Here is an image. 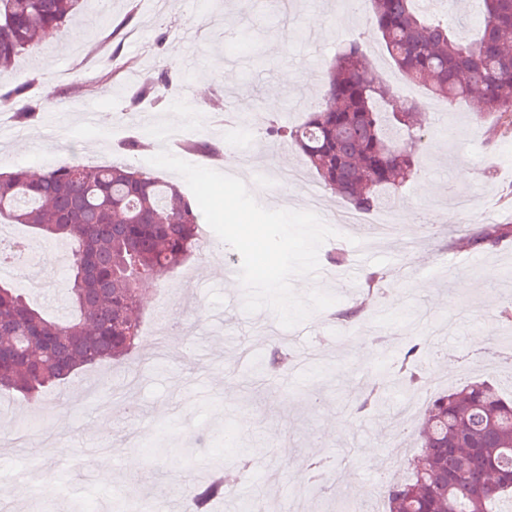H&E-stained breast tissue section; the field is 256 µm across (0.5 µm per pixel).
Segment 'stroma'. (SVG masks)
<instances>
[{
	"label": "stroma",
	"mask_w": 512,
	"mask_h": 512,
	"mask_svg": "<svg viewBox=\"0 0 512 512\" xmlns=\"http://www.w3.org/2000/svg\"><path fill=\"white\" fill-rule=\"evenodd\" d=\"M125 18L136 27V38L119 37L105 47L104 23ZM369 27L368 18L345 15L336 0H221L208 12L199 0H89L88 21L69 25L0 76L5 87L34 73L42 76L30 90L42 104L40 121L0 132L4 171L46 170L73 147L90 165L135 167L165 148L163 131L172 124L206 130L222 144L234 135L230 122L240 118L250 134L260 136L273 125H294L323 104L322 65L348 31L364 36L384 83L406 87L396 105L421 103L430 129L418 175L396 195L403 220L388 242L372 250L369 264L355 263L344 227L319 251L327 278L293 279L298 294L316 287L336 295L333 306L291 329L270 310L246 313L241 285H226L213 274L235 251L202 247L162 284L143 285L142 336L132 359L84 370L76 382L45 389L35 403L0 396V423L11 431L26 428L35 438L57 437L70 446L65 455L43 446H0L1 476L12 478L23 462L42 478L36 494H1L0 512H113L114 502L133 490L156 499L172 471L194 483L215 460L237 469L243 452L256 454L264 465L262 476L236 482L244 498L278 507L295 488L307 486L306 460L329 456L336 472L326 491L310 493L305 512H339L347 499L384 512L373 470L389 480L405 478L407 461L418 452L402 410L406 399L424 410L434 396L478 375L502 393L512 392L511 358L470 355L472 337L483 331L493 333L486 341L490 347L512 340V325L498 316L512 304V245L479 249L469 243L484 225H512V206L500 201L502 191L512 189V138L489 143L491 120L476 106H447L409 83ZM107 48L115 56L111 70L87 72L84 59ZM163 70L179 84L156 122L142 126L141 111L127 105L125 90ZM219 100L220 113L214 108ZM88 109L96 114L94 122L81 118ZM116 126L142 137L145 150L125 151L112 138ZM245 164L302 171L303 183L269 186L260 203L304 209V186L317 178L289 142L277 140L270 158L248 151L233 167ZM428 184L434 194H425ZM451 185L471 198L469 214H460L448 197ZM33 246L45 282L38 302L57 307L67 268L54 245L37 240ZM339 250L348 256L341 264L330 259ZM448 263L458 272L451 281L438 274ZM373 271L383 276L375 289L367 285ZM393 294L404 298L408 316L396 317L387 304ZM355 306L362 308L361 318L342 320L341 311ZM279 344L310 357V364L257 371L256 360ZM414 344L433 349L421 364L436 386L389 392L385 413L373 418L355 413L357 395ZM244 416L250 421L246 430L239 427ZM134 430L142 439L130 449L125 440ZM161 443L166 450L159 456ZM132 455L143 462L133 473L127 469ZM102 468L109 482L100 481Z\"/></svg>",
	"instance_id": "35a3bbf8"
}]
</instances>
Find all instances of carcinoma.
Returning a JSON list of instances; mask_svg holds the SVG:
<instances>
[{"label": "carcinoma", "instance_id": "obj_1", "mask_svg": "<svg viewBox=\"0 0 512 512\" xmlns=\"http://www.w3.org/2000/svg\"><path fill=\"white\" fill-rule=\"evenodd\" d=\"M85 0H0V71L55 35ZM476 37L464 42L453 26L432 18L416 0H371L370 22L395 66L412 82L453 106L474 101L494 119L489 140L512 133V0H478ZM325 105L299 126L278 135L307 159L326 189L354 211L385 205L417 176L425 125L421 105L389 109L390 92L372 74L364 43L348 39L325 70ZM170 84L167 72L144 79L133 106L158 103ZM23 83L0 94L16 122L36 119L39 108ZM25 224L45 240L70 245L62 289L69 316L62 320L31 304L21 289L0 281V394L30 400L87 368L127 356L140 335L138 290L161 280L198 247L206 223L196 199L179 187L131 166L89 165L77 150L42 174L0 173V222ZM511 224H493L471 240L501 246ZM418 347L397 365L408 390L420 386ZM288 354L274 349L258 370L281 369ZM391 381L379 378L359 394L356 408L377 410ZM420 453L410 474L385 490L387 512H503L512 505V480L491 488L488 466L512 473V396L486 381L438 395L414 430ZM329 461L308 470L321 490ZM220 478L195 483L190 512H211L228 493Z\"/></svg>", "mask_w": 512, "mask_h": 512}]
</instances>
